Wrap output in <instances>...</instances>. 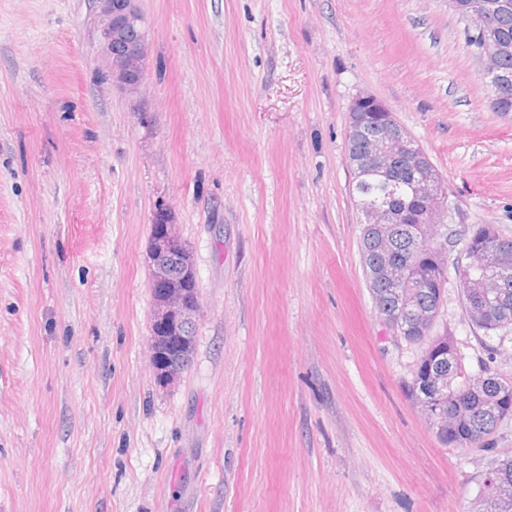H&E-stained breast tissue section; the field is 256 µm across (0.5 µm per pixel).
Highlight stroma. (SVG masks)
<instances>
[{
    "mask_svg": "<svg viewBox=\"0 0 512 512\" xmlns=\"http://www.w3.org/2000/svg\"><path fill=\"white\" fill-rule=\"evenodd\" d=\"M147 118L93 0H0V512H470L491 448L442 444L359 254L349 106L383 101L449 229L512 239V112L448 0H140ZM174 211L203 315L160 387L147 244ZM512 379L449 278L434 334Z\"/></svg>",
    "mask_w": 512,
    "mask_h": 512,
    "instance_id": "obj_1",
    "label": "stroma"
}]
</instances>
